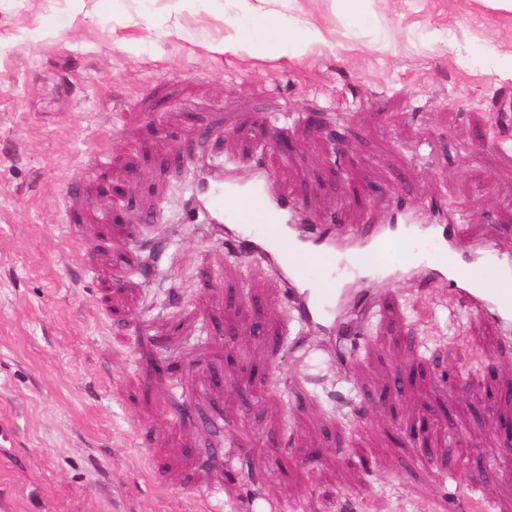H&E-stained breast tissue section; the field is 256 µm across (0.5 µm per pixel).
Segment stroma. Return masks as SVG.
Masks as SVG:
<instances>
[{
	"label": "stroma",
	"mask_w": 512,
	"mask_h": 512,
	"mask_svg": "<svg viewBox=\"0 0 512 512\" xmlns=\"http://www.w3.org/2000/svg\"><path fill=\"white\" fill-rule=\"evenodd\" d=\"M255 10L323 38L260 48ZM506 94L512 12L484 0H0V512H512V346L430 272L434 241L342 279L377 299L338 312L342 361L199 195L265 176L325 224L397 204L466 244L497 226L512 257ZM341 126L359 206L318 133ZM105 183L136 210L101 222Z\"/></svg>",
	"instance_id": "35a3bbf8"
}]
</instances>
